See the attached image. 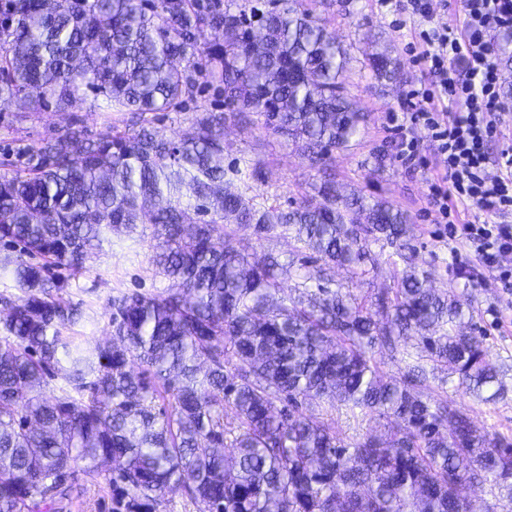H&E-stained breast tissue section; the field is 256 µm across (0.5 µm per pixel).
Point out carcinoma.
<instances>
[{
	"instance_id": "obj_1",
	"label": "carcinoma",
	"mask_w": 512,
	"mask_h": 512,
	"mask_svg": "<svg viewBox=\"0 0 512 512\" xmlns=\"http://www.w3.org/2000/svg\"><path fill=\"white\" fill-rule=\"evenodd\" d=\"M267 5L255 31L253 0H0V102L16 118L66 112L85 90L134 118L72 124L0 162V263L21 292L0 295V512H40L80 462L90 477L110 465L112 512H159L172 488L198 512H469L474 483L491 487L485 512L512 503V444L429 395L425 367L370 362L414 336L464 392H506L484 337L460 331L472 300L432 287L408 216L328 173L365 122L347 49L303 0ZM367 66L401 77L387 49ZM203 89L224 109L195 113L192 135L155 125ZM229 121L295 145L322 174L314 194L266 207L235 188ZM230 224L259 242L291 231L318 266L286 293L283 265L250 262ZM139 228L167 288L112 297V334L72 348L62 331L83 313L54 269L86 270L104 232ZM374 245L406 264L397 287L369 305L330 288L337 267L368 276ZM309 399L392 426L346 443L300 412Z\"/></svg>"
}]
</instances>
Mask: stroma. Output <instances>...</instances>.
<instances>
[{
	"mask_svg": "<svg viewBox=\"0 0 512 512\" xmlns=\"http://www.w3.org/2000/svg\"><path fill=\"white\" fill-rule=\"evenodd\" d=\"M306 8L318 15L347 48L350 71L347 77L349 94L357 107L368 115L367 124L350 146L335 151L331 172L344 190L359 189L367 195L384 199L410 216L408 237L415 246L420 264L432 272V285L441 291H467L473 298L472 327L483 332L490 357L502 374L506 393L494 402H483L465 394L457 380L446 372L431 371L429 385L434 397L449 399L462 407L481 428L512 444V288L501 287L492 269L485 266L477 253H470L473 275L457 272L448 245L435 235V226L428 216L426 201L428 181L438 171L431 145H424L427 158L424 166L408 169L396 156L394 133L388 128L387 116L399 111L406 94L427 85L429 76L416 60L407 23L412 14L411 0H305ZM391 50L402 65L398 83L381 84L364 67L377 45ZM126 113H107L99 109L91 95H83L62 113L51 109L35 114L30 120L16 122L11 106L0 103V144L15 140L32 142L52 135L69 121H78L90 131L103 128L106 121L123 123ZM224 139L232 144L225 161L247 158L260 163L265 180L253 191L256 202L288 205L289 201L310 192L318 174L292 146L270 136L265 129L228 124ZM234 243L251 258L267 253L278 255L281 262H299L307 256L305 246L286 231H277L265 241H256L250 231L236 230ZM149 240L141 233L112 234L86 272L70 278L65 299L81 304L83 320L67 330L72 344L107 336L109 301L120 292L155 294L165 289L164 279L153 275L149 265ZM405 269L393 256L391 248L379 252L375 269L366 279L350 278L346 271H337L335 279L342 282L360 299L374 297L382 288L394 287ZM306 416L335 427L345 440L362 439L379 433L376 421L350 411L343 405L329 406L320 400L302 406ZM108 474L96 478L79 476L80 491L62 507L51 512H112V492Z\"/></svg>",
	"mask_w": 512,
	"mask_h": 512,
	"instance_id": "obj_1",
	"label": "stroma"
}]
</instances>
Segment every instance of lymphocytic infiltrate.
<instances>
[{
    "label": "lymphocytic infiltrate",
    "instance_id": "lymphocytic-infiltrate-1",
    "mask_svg": "<svg viewBox=\"0 0 512 512\" xmlns=\"http://www.w3.org/2000/svg\"><path fill=\"white\" fill-rule=\"evenodd\" d=\"M412 9L425 26L418 59L430 86L411 91L390 116L398 154L413 165L422 142L434 147L445 176L431 182L428 204L454 261L463 258L460 244L475 246L512 288V156L494 161L487 151L507 105L491 36L512 31V0H461V24L441 29L431 25L429 0H412ZM459 207L478 210L488 223H450Z\"/></svg>",
    "mask_w": 512,
    "mask_h": 512
}]
</instances>
